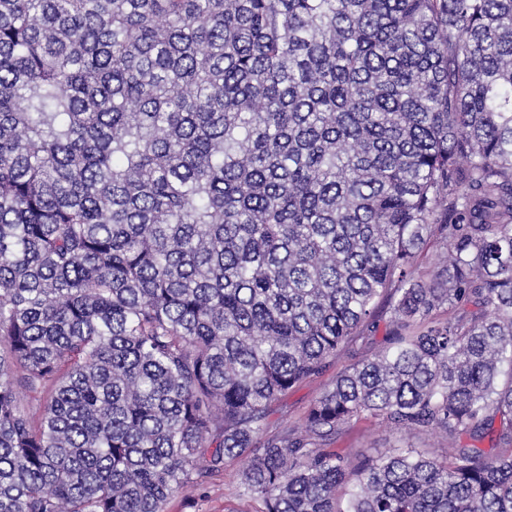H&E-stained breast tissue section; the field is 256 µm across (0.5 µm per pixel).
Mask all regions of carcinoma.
<instances>
[{"mask_svg": "<svg viewBox=\"0 0 512 512\" xmlns=\"http://www.w3.org/2000/svg\"><path fill=\"white\" fill-rule=\"evenodd\" d=\"M241 457L252 512H512V0H0V512ZM386 332V320L380 319L374 331L369 333L364 348L354 347L346 351L336 361L332 360L320 376L304 380L272 403L268 411L267 434L301 425L310 406L331 386L340 371L356 362L361 355H370L385 346ZM445 445L438 434H410L390 429L376 419L362 418L354 421L331 447L347 453L355 461L360 454L377 455L394 446H411L440 454Z\"/></svg>", "mask_w": 512, "mask_h": 512, "instance_id": "carcinoma-1", "label": "carcinoma"}]
</instances>
